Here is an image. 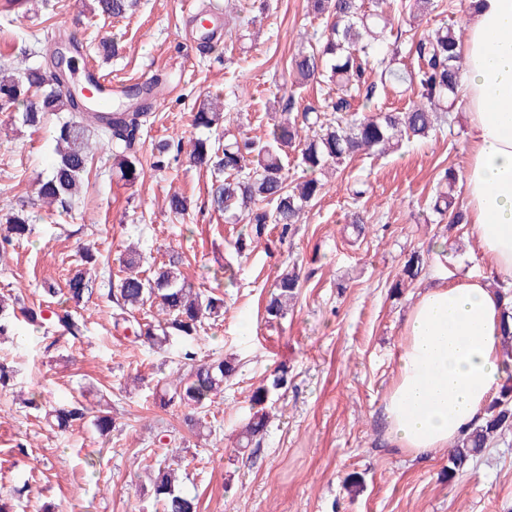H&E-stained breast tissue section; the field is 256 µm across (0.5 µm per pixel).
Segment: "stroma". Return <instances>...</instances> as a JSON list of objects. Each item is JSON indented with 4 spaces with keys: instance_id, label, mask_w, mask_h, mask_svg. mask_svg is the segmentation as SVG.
Listing matches in <instances>:
<instances>
[{
    "instance_id": "stroma-1",
    "label": "stroma",
    "mask_w": 512,
    "mask_h": 512,
    "mask_svg": "<svg viewBox=\"0 0 512 512\" xmlns=\"http://www.w3.org/2000/svg\"><path fill=\"white\" fill-rule=\"evenodd\" d=\"M214 3L228 15L232 34L206 47L192 18ZM466 11L465 0H438L430 14H402L392 35L405 47L435 24L463 27ZM319 28L306 0H138L119 20L99 14L94 0H22L18 11H0L1 59L30 57L74 38L73 82L91 63L126 86H157L135 143L143 177L120 181L113 150L104 148L88 164L79 200L65 209L37 197L56 158L57 115L30 127L0 112V216L21 207L31 225L28 238L0 261V295L22 294L48 315L39 327L12 320L0 337V359L18 369L0 388V488L23 491L14 512H156L146 468L172 455L190 461L177 488L198 498L199 512H512V427L452 473L449 449L419 459L391 447L381 418L420 285L491 272L467 228L436 223L429 207L440 172L466 166L462 104L423 142L362 154L329 171L301 224L285 236L268 226L242 254L234 241L248 228L213 211L211 166L183 153L164 170L151 167L166 142H220L239 132L265 137L275 100L287 94L296 111L326 112L334 90L292 87L286 70ZM112 42L118 54L109 57L102 46ZM209 96L223 101L231 119L206 130L192 119ZM358 183L368 192L356 201ZM174 192L188 200L184 214L167 206ZM353 211L364 214L365 224L348 223ZM132 243L144 267L181 257L195 286L224 297L223 317L193 343L198 360L221 353L239 362L210 407L211 429L189 431L181 407L155 406V385L178 371L183 344L159 348L126 339L105 298L107 274H98L92 297L78 309L83 336L72 338L51 317L84 249L115 269ZM414 252L424 258L417 282L394 289ZM290 266L300 273L299 295L283 319L267 323L266 302ZM50 287L55 295H47ZM282 366L288 389L266 434L239 449L251 391ZM34 394L42 409L27 407ZM75 398L112 412L116 427L108 437L88 423L65 432L50 426L47 411Z\"/></svg>"
}]
</instances>
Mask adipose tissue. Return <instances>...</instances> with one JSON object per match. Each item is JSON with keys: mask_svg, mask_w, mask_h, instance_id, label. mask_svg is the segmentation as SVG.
<instances>
[{"mask_svg": "<svg viewBox=\"0 0 512 512\" xmlns=\"http://www.w3.org/2000/svg\"><path fill=\"white\" fill-rule=\"evenodd\" d=\"M459 98L469 124L463 181L469 234L512 277V0H467ZM505 299L492 279L428 283L403 326L383 416L391 446L427 457L463 438L508 378Z\"/></svg>", "mask_w": 512, "mask_h": 512, "instance_id": "1", "label": "adipose tissue"}]
</instances>
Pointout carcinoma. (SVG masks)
<instances>
[{
    "mask_svg": "<svg viewBox=\"0 0 512 512\" xmlns=\"http://www.w3.org/2000/svg\"><path fill=\"white\" fill-rule=\"evenodd\" d=\"M96 10L108 17L123 18L136 6V0H95ZM316 17L326 25L315 43L293 55L288 63L289 74L297 85L313 81L335 83L345 92L364 93L371 99L377 85L393 86L414 97L402 109L371 115L349 113L350 104L344 97L331 102L336 112L333 121L326 123L321 114L311 108L303 110L301 121L289 116L294 98H288L282 107L283 118L273 125L271 137L261 142L244 134L224 139V144L198 139L191 154L199 164L211 163L224 173L210 189L212 207L234 223L251 226V233L259 237L266 226L274 224L287 234L302 220L305 208L318 198L324 184L316 172L331 165H340L358 155L378 152L386 154L412 139H424L440 121L438 113L451 110L458 96V79L462 70V56L458 43L462 32L443 22L436 28L413 39L410 51L417 59L411 68L400 62L398 45L385 43L392 26V13L398 8L377 0L375 8L367 10L363 0H308ZM378 81H370L373 71ZM23 104L21 121L37 126L45 115L63 112L65 116L56 127L57 160L51 174L38 188L43 202L63 208L71 205L96 147L89 142L90 133L120 148L114 162L121 178L136 182L143 173V165L133 151L145 112H130L116 108L112 116L104 117L90 105L80 106L73 93L58 82L49 80L47 61L33 62L24 67L0 64V112ZM221 118L219 105L211 99L199 104L193 115L197 127L209 129ZM300 148V165L308 176L288 187L282 175L283 157L288 149ZM430 209L448 216V228L468 223V216L457 206L452 192H440ZM29 231L28 218L17 212L6 218L0 228V248L6 249L22 240ZM179 257L146 272L142 270L140 253L131 248L122 259L124 276L112 283L106 298L115 304L114 326L130 332L132 341L165 346L173 340H195L205 327L222 316L224 296L204 293L192 288L180 270ZM423 270V258L417 252L405 261L394 287L415 280ZM275 292L265 306L267 321L274 322L285 315L288 302L294 300L300 288L296 268L283 271L274 283ZM93 294L92 281L87 272L78 270L66 282L67 300L80 305ZM20 312L31 323L39 319L37 311L16 298L12 303L0 299V335L7 331L4 321L6 308ZM56 317L67 333L78 338L85 327L82 316L63 308ZM184 372L177 379L173 391L160 388L159 406L178 403L188 408L184 416L190 429L202 427L201 413L214 397L224 391V382L236 374L235 359L219 355L202 363L195 353L182 352ZM288 386V369L279 368L271 377L253 390L249 397L252 414L240 432L239 448L245 449L260 442L266 432L273 407V397ZM57 428L66 430L77 423L92 419L101 433H109L115 420L81 401L51 410ZM512 425V381L499 391L482 421L464 438L454 444L448 476L469 460L486 440ZM160 512H198L194 497L176 491L175 475L157 462L148 474Z\"/></svg>",
    "mask_w": 512,
    "mask_h": 512,
    "instance_id": "obj_1",
    "label": "carcinoma"
}]
</instances>
